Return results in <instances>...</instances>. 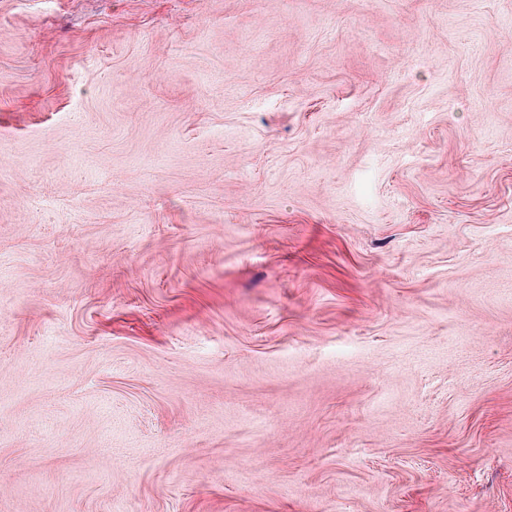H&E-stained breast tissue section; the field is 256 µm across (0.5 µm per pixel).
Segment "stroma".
<instances>
[{
	"label": "stroma",
	"instance_id": "1",
	"mask_svg": "<svg viewBox=\"0 0 512 512\" xmlns=\"http://www.w3.org/2000/svg\"><path fill=\"white\" fill-rule=\"evenodd\" d=\"M0 512H512V0H0Z\"/></svg>",
	"mask_w": 512,
	"mask_h": 512
}]
</instances>
